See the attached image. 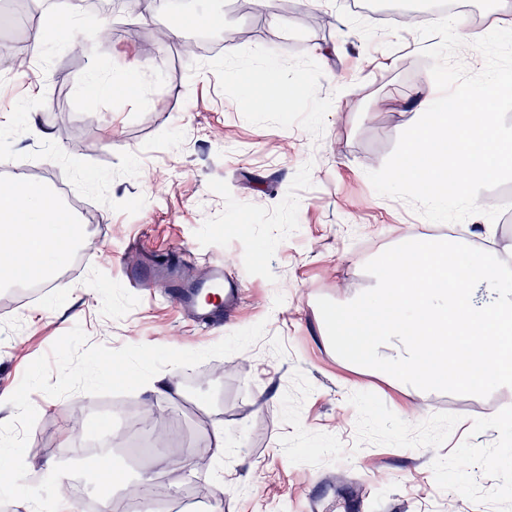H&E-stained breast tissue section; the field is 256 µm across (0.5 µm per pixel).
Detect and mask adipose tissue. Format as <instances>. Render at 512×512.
Returning a JSON list of instances; mask_svg holds the SVG:
<instances>
[{"mask_svg":"<svg viewBox=\"0 0 512 512\" xmlns=\"http://www.w3.org/2000/svg\"><path fill=\"white\" fill-rule=\"evenodd\" d=\"M81 227L45 184H0V286L44 279L74 247Z\"/></svg>","mask_w":512,"mask_h":512,"instance_id":"adipose-tissue-1","label":"adipose tissue"}]
</instances>
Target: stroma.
<instances>
[{"label":"stroma","instance_id":"1","mask_svg":"<svg viewBox=\"0 0 512 512\" xmlns=\"http://www.w3.org/2000/svg\"><path fill=\"white\" fill-rule=\"evenodd\" d=\"M55 7L0 0V13L26 19L0 32V165L30 162L32 179L77 206L86 231L78 260L61 265L37 300L20 305L0 288V424L15 416L8 398L27 366L74 326L113 349L202 350L262 321L264 338L245 351L163 369L169 397L128 394L148 434L166 444L146 458L159 483L191 488L223 512H512V436L492 416L512 390L426 392L347 364L317 307L373 287L365 264L407 231L438 228L368 179L438 95L422 54L436 38L393 16L367 26L349 0H295L285 14L181 0L167 23L160 7L81 9L78 26L32 60L30 36ZM311 11L331 24L309 27ZM192 16L219 22L207 28L213 46L186 60L179 49ZM166 26L181 29L180 40L144 50L140 36ZM137 65L147 98L117 90L86 103L94 70ZM258 66L278 73L265 93L289 96L287 110L244 107V75ZM478 202L504 211L467 218L464 239L512 255V184L481 191ZM173 258L185 260L188 279H205L220 260L242 281L224 327L196 326L166 282L146 292L120 276V264ZM31 401L38 417L24 461L36 479L80 460L83 418L118 399L37 391ZM218 425L220 457L210 446Z\"/></svg>","mask_w":512,"mask_h":512}]
</instances>
